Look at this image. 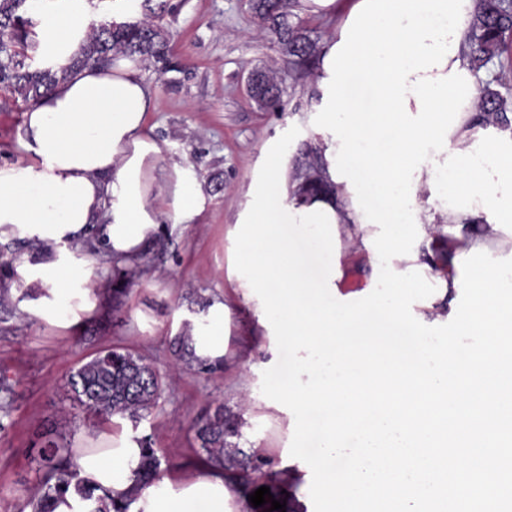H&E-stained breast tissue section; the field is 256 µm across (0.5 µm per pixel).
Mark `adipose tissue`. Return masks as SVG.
Masks as SVG:
<instances>
[{
	"mask_svg": "<svg viewBox=\"0 0 512 512\" xmlns=\"http://www.w3.org/2000/svg\"><path fill=\"white\" fill-rule=\"evenodd\" d=\"M41 19V65L61 69L80 56L90 25L104 22L89 0H30ZM153 107L150 89L137 60L119 57L108 65L73 71L26 111L22 148L32 159L23 166H0V243L25 241L15 262L12 299L43 319L66 328L92 311L96 298L87 282L91 246L120 259L136 257L156 236L158 216L172 206L182 221L198 213L200 186L182 167L172 169L171 190H154L151 174L164 154L147 132ZM431 166H423L415 207L424 232L417 265L427 277L445 281L455 295V259L476 247L493 256L512 254V234L494 227L485 212H445L429 204ZM320 203L334 212L337 231L347 240L374 235L352 204L347 182L333 183L316 200L287 196L292 210ZM65 245L63 256L47 250ZM195 356L215 361L227 353L226 309L213 306L206 323L194 324ZM81 475L116 497L135 499L129 512H249L235 475L199 464L184 480L164 477L142 489L135 486L139 445L134 435L110 437L104 447L82 448L75 455Z\"/></svg>",
	"mask_w": 512,
	"mask_h": 512,
	"instance_id": "ef3b65f1",
	"label": "adipose tissue"
}]
</instances>
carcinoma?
<instances>
[{
    "label": "carcinoma",
    "mask_w": 512,
    "mask_h": 512,
    "mask_svg": "<svg viewBox=\"0 0 512 512\" xmlns=\"http://www.w3.org/2000/svg\"><path fill=\"white\" fill-rule=\"evenodd\" d=\"M27 0H0V89L11 94L13 101L27 106L41 98L53 87L65 81L70 69H43L32 66L31 51L37 45L30 40L32 19L27 16ZM153 0H142L140 7L145 18L136 21H111L93 26L87 33L85 46L72 67L85 64H103L118 56L136 58L142 62L166 65L169 46L165 30L152 20ZM250 8L263 25L277 38L278 44L288 48V64L303 69L316 57L315 43L301 22L292 21L294 14L285 9L282 0H251ZM512 34V0H478L468 40V56L472 68L479 72L495 58H506L500 74L494 81L482 84L478 111L491 123L507 127L512 123V97L500 91L509 84L512 73V48L506 42ZM258 91L251 98L261 109L275 107L281 101L280 81L266 72L258 74ZM144 256H137L117 266L113 298L122 295L131 278L140 267ZM176 361L195 366L199 371H211L213 364L197 361L192 339L180 336L174 350ZM68 383L75 399L83 409L102 422L120 415L138 423L158 405L164 390L160 373L153 371L146 359L116 346L99 348L87 361L69 376ZM14 385L0 373V434L13 426L12 401ZM195 435L202 461L224 471L236 470L242 474V485L247 493L265 485V468L271 461L257 454L248 455L228 444L227 435L237 433L226 424L224 407L201 415L194 422ZM140 458L136 470L138 483L145 487L161 478V458L150 439H138ZM36 480L31 499L32 512H53L52 505L75 490L84 499L94 497L98 486L89 477H80L71 456V449L51 438V430L38 435L35 441ZM100 507L95 512H129L132 497H97Z\"/></svg>",
    "instance_id": "1"
}]
</instances>
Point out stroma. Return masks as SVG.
Segmentation results:
<instances>
[{
    "mask_svg": "<svg viewBox=\"0 0 512 512\" xmlns=\"http://www.w3.org/2000/svg\"><path fill=\"white\" fill-rule=\"evenodd\" d=\"M156 22L167 32L171 66L141 67L158 101L147 129L166 144L152 178L166 187L171 166L187 165L202 188L199 213L188 224L171 213L161 217L163 250L149 253L120 298L111 293L112 263L96 260L90 282L102 294L98 307L82 316L87 333L22 311L0 321V369L15 382L14 425L0 437V512H32L31 448L47 427L72 449L93 445L103 433L151 436L165 474L185 477L199 463L193 422L215 408L231 421L250 417L256 443L272 460H279L288 442L286 428L265 416L256 375H249L247 391L233 388L246 365L270 368L272 356L265 326L235 294L228 271L234 263L232 231L267 151L294 126L300 133L289 147L291 161H303L307 148L322 145L313 112L319 69H291L247 0H168ZM258 68L275 69L283 79L281 110L259 109L250 99L246 80ZM5 98L0 92V165L21 166L29 160L20 145L24 112ZM215 303L229 310L228 354L221 366L203 373L176 363L174 341L190 328V315L206 316ZM105 345L143 356L167 377L157 407L138 426L119 417L98 423L67 384L70 372Z\"/></svg>",
    "mask_w": 512,
    "mask_h": 512,
    "instance_id": "1",
    "label": "stroma"
}]
</instances>
